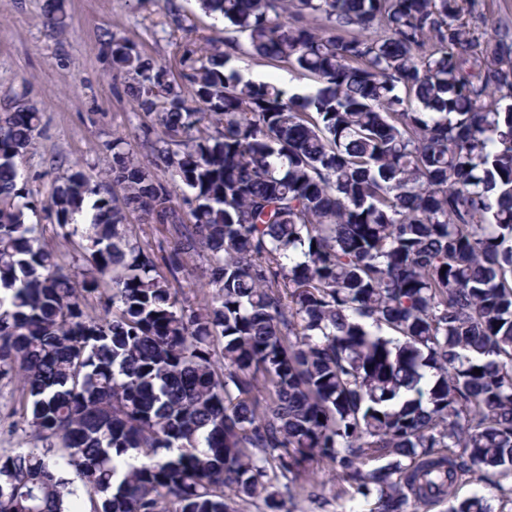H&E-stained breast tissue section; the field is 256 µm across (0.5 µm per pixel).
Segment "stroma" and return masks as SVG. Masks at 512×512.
Returning <instances> with one entry per match:
<instances>
[{
	"label": "stroma",
	"mask_w": 512,
	"mask_h": 512,
	"mask_svg": "<svg viewBox=\"0 0 512 512\" xmlns=\"http://www.w3.org/2000/svg\"><path fill=\"white\" fill-rule=\"evenodd\" d=\"M171 5L180 24L171 21ZM51 8L63 27L49 23ZM107 31L151 56L174 79L185 44L224 43L222 20L203 10L200 0H0V106L23 100L40 114L33 143L17 161L35 209L31 222L52 224L50 197L70 173L83 172L94 184L105 181L114 138H125L139 159L147 157L142 118L125 94L134 77L113 75ZM18 407L14 384L0 381V455L34 442ZM456 496L481 497L489 512H512V490L491 473L462 482ZM283 503L284 512H348L338 483L330 480L311 495L292 488Z\"/></svg>",
	"instance_id": "35a3bbf8"
}]
</instances>
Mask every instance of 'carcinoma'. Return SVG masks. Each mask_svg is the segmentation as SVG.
<instances>
[{
    "instance_id": "cac0c4a2",
    "label": "carcinoma",
    "mask_w": 512,
    "mask_h": 512,
    "mask_svg": "<svg viewBox=\"0 0 512 512\" xmlns=\"http://www.w3.org/2000/svg\"><path fill=\"white\" fill-rule=\"evenodd\" d=\"M201 2L224 49L185 48L179 83L109 38L160 145L56 187L80 283L19 205L39 112H0V380L57 440L0 456V512H281L279 479L322 472L405 512L512 480V28L467 0ZM130 216L170 238L130 243ZM243 74L257 81H268L278 79L282 75H288L290 80V89L309 88L314 85L313 81L306 76L297 74L289 70L288 66L283 63L269 61L258 57H242L237 63ZM288 77H282V80L288 86ZM201 262L198 258L188 260V264L186 270L180 275L181 284L184 286L185 296L189 297L195 303L201 302L204 304L205 302L202 300V293H195L189 288L193 287V284L199 283L200 281H204L201 277ZM197 294V297H195Z\"/></svg>"
}]
</instances>
